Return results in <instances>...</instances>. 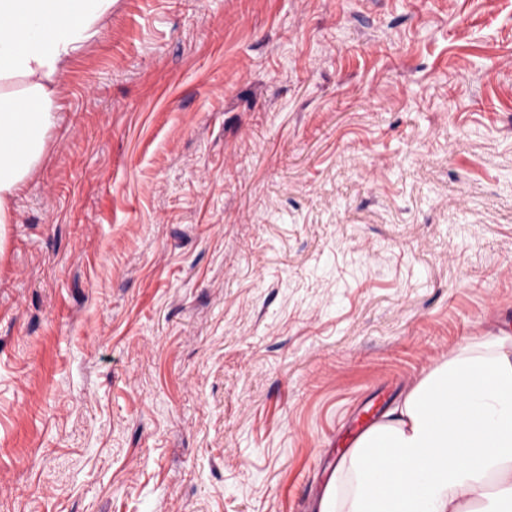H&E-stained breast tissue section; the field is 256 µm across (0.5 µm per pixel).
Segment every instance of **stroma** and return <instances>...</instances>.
I'll return each mask as SVG.
<instances>
[{"label": "stroma", "mask_w": 512, "mask_h": 512, "mask_svg": "<svg viewBox=\"0 0 512 512\" xmlns=\"http://www.w3.org/2000/svg\"><path fill=\"white\" fill-rule=\"evenodd\" d=\"M0 246V512H314L357 415L512 332V0H115Z\"/></svg>", "instance_id": "obj_1"}]
</instances>
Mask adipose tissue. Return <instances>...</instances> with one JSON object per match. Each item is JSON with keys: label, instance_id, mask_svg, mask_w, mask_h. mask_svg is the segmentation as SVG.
<instances>
[{"label": "adipose tissue", "instance_id": "1", "mask_svg": "<svg viewBox=\"0 0 512 512\" xmlns=\"http://www.w3.org/2000/svg\"><path fill=\"white\" fill-rule=\"evenodd\" d=\"M112 0H0V224L56 126V77ZM318 512H512V336L467 344L337 459Z\"/></svg>", "mask_w": 512, "mask_h": 512}]
</instances>
